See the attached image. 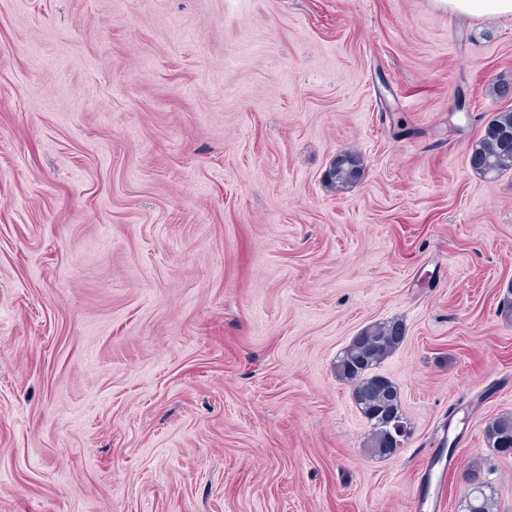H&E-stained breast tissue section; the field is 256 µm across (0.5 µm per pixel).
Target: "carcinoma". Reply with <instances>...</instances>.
Returning a JSON list of instances; mask_svg holds the SVG:
<instances>
[{"instance_id":"1","label":"carcinoma","mask_w":512,"mask_h":512,"mask_svg":"<svg viewBox=\"0 0 512 512\" xmlns=\"http://www.w3.org/2000/svg\"><path fill=\"white\" fill-rule=\"evenodd\" d=\"M474 171L487 179H495L512 170V109L498 113L480 130L472 147ZM361 155L346 151L328 171V180L336 191L352 188L362 177ZM405 335L397 321L373 323L365 327L336 359V376L348 383L357 408L370 423L363 448L380 457H390L397 445V433L411 430L402 410L399 388L387 378L370 373L377 364L393 353ZM489 447L497 453L507 451L506 440H512V413L502 414L488 422L484 429ZM487 485L467 496L462 512H490L491 495Z\"/></svg>"}]
</instances>
